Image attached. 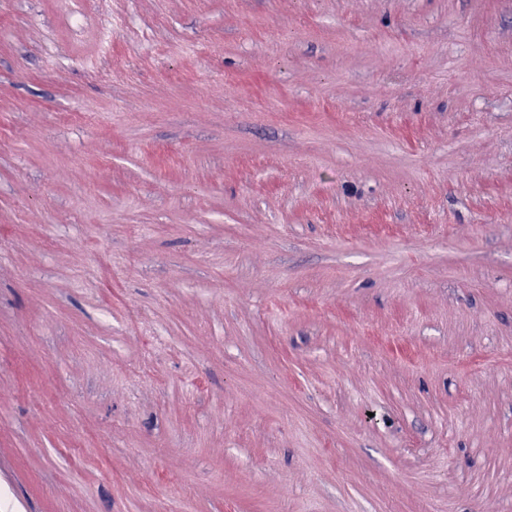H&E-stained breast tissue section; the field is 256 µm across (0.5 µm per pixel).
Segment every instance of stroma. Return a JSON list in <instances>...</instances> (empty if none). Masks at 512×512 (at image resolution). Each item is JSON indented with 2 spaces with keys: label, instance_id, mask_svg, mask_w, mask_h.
I'll use <instances>...</instances> for the list:
<instances>
[{
  "label": "stroma",
  "instance_id": "stroma-1",
  "mask_svg": "<svg viewBox=\"0 0 512 512\" xmlns=\"http://www.w3.org/2000/svg\"><path fill=\"white\" fill-rule=\"evenodd\" d=\"M0 512H512V0H0Z\"/></svg>",
  "mask_w": 512,
  "mask_h": 512
}]
</instances>
